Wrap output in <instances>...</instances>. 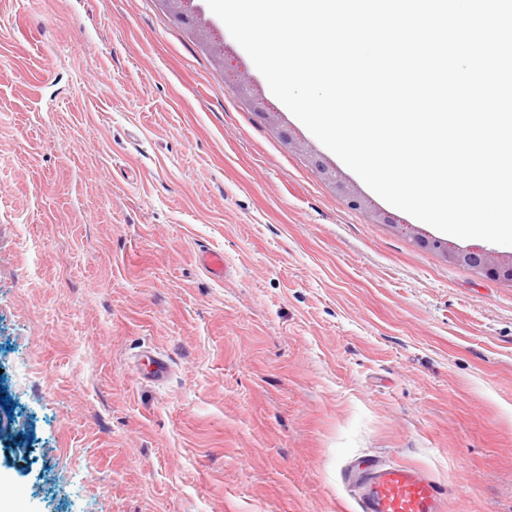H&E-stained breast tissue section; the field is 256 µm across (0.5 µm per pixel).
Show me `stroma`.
<instances>
[{
	"label": "stroma",
	"instance_id": "stroma-1",
	"mask_svg": "<svg viewBox=\"0 0 512 512\" xmlns=\"http://www.w3.org/2000/svg\"><path fill=\"white\" fill-rule=\"evenodd\" d=\"M204 17L279 125L158 0H0V512H355L363 454L512 512V283L351 209ZM237 86L240 94L251 100L253 107L256 112L265 118L275 121L277 114L275 112H268V107L262 98H256L252 94V81L244 73L237 74Z\"/></svg>",
	"mask_w": 512,
	"mask_h": 512
}]
</instances>
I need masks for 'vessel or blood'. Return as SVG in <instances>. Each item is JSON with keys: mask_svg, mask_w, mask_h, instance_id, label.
<instances>
[{"mask_svg": "<svg viewBox=\"0 0 512 512\" xmlns=\"http://www.w3.org/2000/svg\"><path fill=\"white\" fill-rule=\"evenodd\" d=\"M356 512H448V499L424 470L373 455L348 460L340 470Z\"/></svg>", "mask_w": 512, "mask_h": 512, "instance_id": "b4317fda", "label": "vessel or blood"}]
</instances>
